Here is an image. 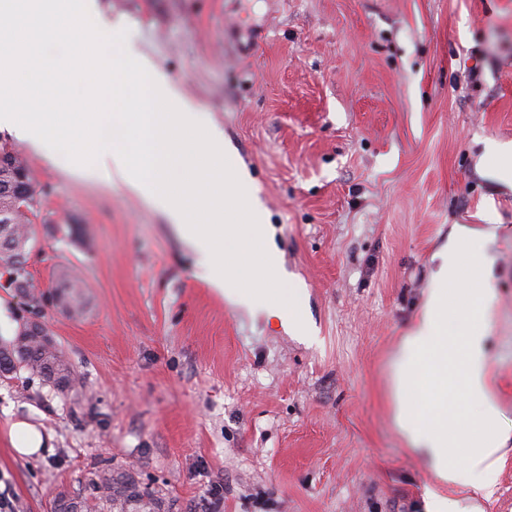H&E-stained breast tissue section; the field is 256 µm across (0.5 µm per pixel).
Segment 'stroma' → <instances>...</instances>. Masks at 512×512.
Instances as JSON below:
<instances>
[{"label": "stroma", "instance_id": "1", "mask_svg": "<svg viewBox=\"0 0 512 512\" xmlns=\"http://www.w3.org/2000/svg\"><path fill=\"white\" fill-rule=\"evenodd\" d=\"M252 176L319 340L232 307L164 215L0 130L40 194L36 293L75 268L85 311L42 303L76 379L0 378V497L50 512L128 470L162 512H423L393 365L453 225L496 236L489 384L512 428V0H97ZM33 302L0 277V343ZM19 419L51 440L13 454Z\"/></svg>", "mask_w": 512, "mask_h": 512}]
</instances>
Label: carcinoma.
Here are the masks:
<instances>
[{
	"label": "carcinoma",
	"instance_id": "1",
	"mask_svg": "<svg viewBox=\"0 0 512 512\" xmlns=\"http://www.w3.org/2000/svg\"><path fill=\"white\" fill-rule=\"evenodd\" d=\"M19 174L27 180L31 200H36L37 185L26 165L11 153L0 159V213L8 216V223H0V241L9 240L17 249L24 251L31 240L28 214L33 206L19 200L12 188L8 187V183ZM0 268L10 275L9 285L26 293L31 292V278H11L14 269L10 265V257L0 254ZM56 280V304L71 317L82 315L84 303L79 277L73 270L63 268L56 273ZM19 366L57 388L61 387V381H71L70 367L58 351L49 350L43 337L18 330L12 341L0 345V377H8ZM158 505L159 500L140 489L128 473L114 472L106 467L92 473L84 492L58 493L52 503V512H129L134 508L139 512H157Z\"/></svg>",
	"mask_w": 512,
	"mask_h": 512
}]
</instances>
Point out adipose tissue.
<instances>
[{
    "mask_svg": "<svg viewBox=\"0 0 512 512\" xmlns=\"http://www.w3.org/2000/svg\"><path fill=\"white\" fill-rule=\"evenodd\" d=\"M474 235L454 226L394 365L397 427L433 479L424 490V512H480L444 489L466 483L486 495L512 440L488 385L485 338L495 293L488 259L471 247Z\"/></svg>",
    "mask_w": 512,
    "mask_h": 512,
    "instance_id": "1",
    "label": "adipose tissue"
}]
</instances>
